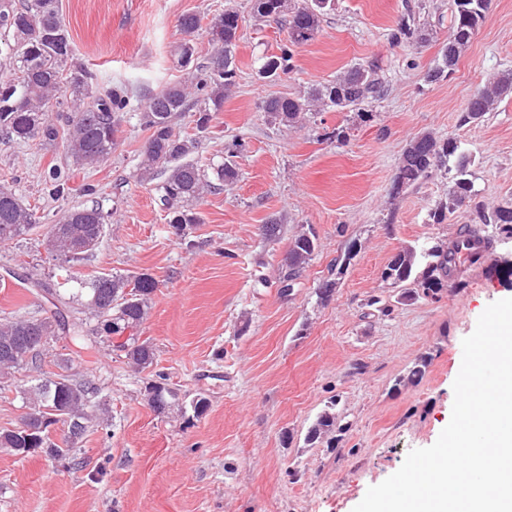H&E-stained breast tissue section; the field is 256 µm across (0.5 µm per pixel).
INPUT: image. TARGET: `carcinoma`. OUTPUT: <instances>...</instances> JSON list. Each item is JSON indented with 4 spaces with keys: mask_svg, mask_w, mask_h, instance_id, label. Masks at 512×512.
Returning <instances> with one entry per match:
<instances>
[{
    "mask_svg": "<svg viewBox=\"0 0 512 512\" xmlns=\"http://www.w3.org/2000/svg\"><path fill=\"white\" fill-rule=\"evenodd\" d=\"M252 13L266 21L286 23L288 45L281 54L262 58L258 73L263 78H279L292 70V47L312 41L320 31L321 20L332 9L334 0H250ZM490 0H454L451 15V39L440 51L430 81L451 74L486 18ZM238 11L232 7L215 16L208 27L209 43L214 53L205 65L194 68L185 83L170 85L151 95L142 113L145 127L151 131L145 147V158L139 169V181L150 183L162 175L157 184L160 199L170 210V224L179 236L195 224L202 223L192 208L204 194L236 180L234 161L205 170L191 155L209 128L212 113L224 107V97L237 75L235 47L239 29ZM179 26L186 39L177 50L184 65L193 61L194 39L200 28L199 18L185 15ZM0 144L39 141L54 146L66 138L72 164L94 166L111 153L117 143L124 112L130 105L127 94L118 89L98 90L95 74L73 66V49L64 19L55 0H0ZM384 88L377 67L352 66L333 81L320 83L306 97H274L265 101L263 110L272 122L286 127L301 124L315 107L338 111L355 110L381 98ZM69 97V102L62 101ZM512 97V70H504L489 85L477 90L469 99L460 123L482 119L494 103ZM67 104L61 115L68 129L49 115L51 102ZM196 109L195 136L175 132L172 121L190 109ZM471 161L461 141L439 140L430 133L413 138L404 149L393 192L417 184L434 171L449 175L448 193L429 213L435 224H441L474 200ZM70 170L52 167L46 183L56 195L64 193ZM484 234L474 224H463L448 244L423 242L396 253L382 271L381 277L403 288L401 299L420 295L436 297L448 281L455 278L461 263L476 264L484 254L496 250L497 244L512 241V206H499L490 215H480ZM38 218L16 193L0 187V244L27 234ZM107 215L97 207L75 208L51 225L47 247L60 260L59 280L41 284L42 292L53 300L61 293L72 295L85 311L97 319L92 335H84L82 324L59 310L53 317L34 319L15 315L0 320V393L9 389L15 373L25 368L39 373L33 384L20 391L28 408V429H0V448L26 457L39 449L53 458H65L72 452L52 442L49 426L57 422L69 425L71 435L78 437L86 428L95 407L96 387L89 381H78L72 374V360L53 361L56 372L43 373L50 348L60 339H68L81 350L97 343H110L112 336L138 328L148 315L149 301L158 282L149 273L134 275L101 274L78 277L71 272L72 263L91 255L99 246ZM318 248L317 236L302 231L291 238L280 282L297 280L313 260ZM132 366L145 370L155 361L153 345L138 336H129L121 349ZM45 377H40V374ZM150 406L162 413L179 400L178 393L163 382L147 388ZM208 408V399L198 394L181 404L182 413L199 417ZM342 430L335 406L322 410L308 429L307 443L313 445Z\"/></svg>",
    "mask_w": 512,
    "mask_h": 512,
    "instance_id": "cac0c4a2",
    "label": "carcinoma"
}]
</instances>
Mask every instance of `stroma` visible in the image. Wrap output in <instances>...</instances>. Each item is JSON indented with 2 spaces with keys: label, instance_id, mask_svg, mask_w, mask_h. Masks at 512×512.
I'll use <instances>...</instances> for the list:
<instances>
[{
  "label": "stroma",
  "instance_id": "obj_1",
  "mask_svg": "<svg viewBox=\"0 0 512 512\" xmlns=\"http://www.w3.org/2000/svg\"><path fill=\"white\" fill-rule=\"evenodd\" d=\"M229 5L240 15L236 83L195 154L200 165L233 157L237 180L207 193L203 221L180 239L154 184L140 182L150 135L141 110L162 87L188 79L175 49L179 19L201 26ZM74 60L100 87H122L125 113L112 153L76 168L65 198L49 197L42 177L69 165L64 144H0V187L35 207L39 224L0 246V318H39L51 309L14 275L50 278L56 259L44 238L63 212L86 203L85 185L107 214L104 238L76 275L150 273L158 288L137 334L157 350L139 371L106 347L73 363L99 388L108 421L92 420L72 440L73 458L19 457L0 448V512H353L370 486L403 464L410 450L437 440L451 418L462 340L486 307L512 298L496 264H462L461 287L436 298L399 301L381 273L399 250L449 243L471 207L442 224L428 212L445 198L448 178L435 173L394 192L400 157L415 136L461 140L471 158L475 200L485 210L512 201V98L481 121L461 124L470 96L494 74L512 69V0H492L485 21L448 77L426 74L448 41L453 0H336L316 38L296 47L293 71L259 78L258 58L279 54L288 32L257 19L250 0H57ZM435 32L429 42H392L404 17ZM376 64L385 85L367 111L317 110L303 124L272 123L270 96L300 97L356 64ZM343 129L342 141L326 132ZM284 230L266 240L262 226ZM314 229L319 248L290 295L279 288L290 238ZM345 260L344 271L331 267ZM328 301L317 290L329 279ZM422 379L403 378L421 357ZM165 374L180 399L204 394L207 412H155L147 386ZM335 402V438L305 441L315 417Z\"/></svg>",
  "mask_w": 512,
  "mask_h": 512
}]
</instances>
